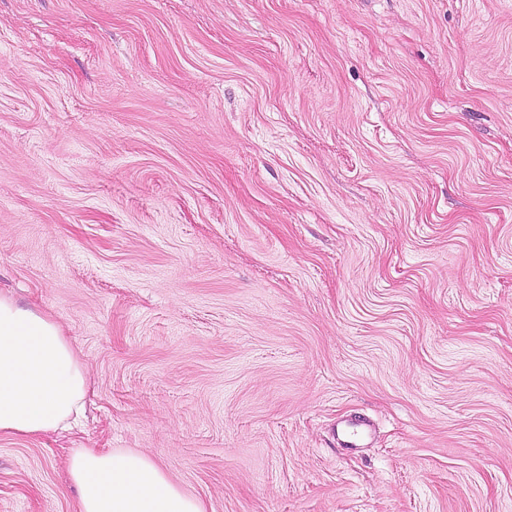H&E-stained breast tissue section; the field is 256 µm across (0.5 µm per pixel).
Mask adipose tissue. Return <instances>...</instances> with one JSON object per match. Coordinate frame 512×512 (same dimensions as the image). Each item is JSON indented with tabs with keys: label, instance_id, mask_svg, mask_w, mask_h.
<instances>
[{
	"label": "adipose tissue",
	"instance_id": "ef3b65f1",
	"mask_svg": "<svg viewBox=\"0 0 512 512\" xmlns=\"http://www.w3.org/2000/svg\"><path fill=\"white\" fill-rule=\"evenodd\" d=\"M88 388L85 367L59 324L0 293V435L70 427L84 412ZM68 469L79 512H207L139 452L81 448Z\"/></svg>",
	"mask_w": 512,
	"mask_h": 512
}]
</instances>
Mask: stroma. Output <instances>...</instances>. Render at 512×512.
Listing matches in <instances>:
<instances>
[{
    "label": "stroma",
    "mask_w": 512,
    "mask_h": 512,
    "mask_svg": "<svg viewBox=\"0 0 512 512\" xmlns=\"http://www.w3.org/2000/svg\"><path fill=\"white\" fill-rule=\"evenodd\" d=\"M0 291L90 380L0 512H512V0H0ZM70 477L79 494V512H208L185 494L151 457L128 450H76Z\"/></svg>",
    "instance_id": "obj_1"
}]
</instances>
